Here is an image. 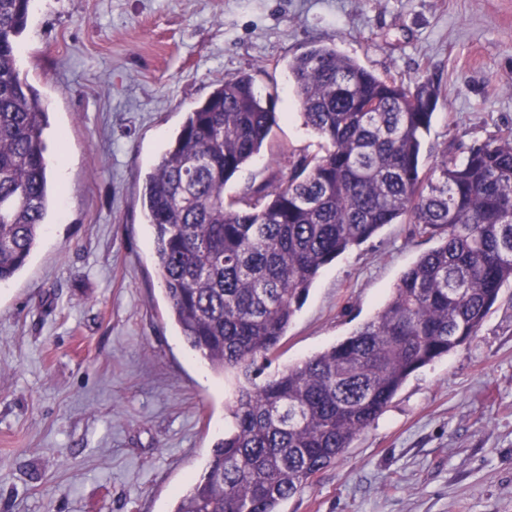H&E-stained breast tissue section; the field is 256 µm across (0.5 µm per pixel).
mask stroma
<instances>
[{"label": "stroma", "mask_w": 512, "mask_h": 512, "mask_svg": "<svg viewBox=\"0 0 512 512\" xmlns=\"http://www.w3.org/2000/svg\"><path fill=\"white\" fill-rule=\"evenodd\" d=\"M313 45L433 81L423 169L512 128V0H32L18 67L67 167L29 264L0 286V512H172L203 473L234 381L171 316L145 179L187 113L242 74L279 121L225 201L323 154L288 72ZM433 246L388 224L323 267L265 376L372 319ZM281 512H512V288Z\"/></svg>", "instance_id": "35a3bbf8"}]
</instances>
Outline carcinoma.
Instances as JSON below:
<instances>
[{
	"mask_svg": "<svg viewBox=\"0 0 512 512\" xmlns=\"http://www.w3.org/2000/svg\"><path fill=\"white\" fill-rule=\"evenodd\" d=\"M30 0H0V284L26 267L55 190L48 112L18 70ZM305 126L323 155L291 163L224 205V186L277 124L273 97L243 74L187 113L148 174L152 248L185 343L213 374L234 375L232 427L173 512H280L336 463L411 374L477 335L512 284V130L443 152L424 174L437 104L427 80L377 75L329 46L288 64ZM438 241L382 309L339 343L255 382L319 271L387 224Z\"/></svg>",
	"mask_w": 512,
	"mask_h": 512,
	"instance_id": "1",
	"label": "carcinoma"
}]
</instances>
